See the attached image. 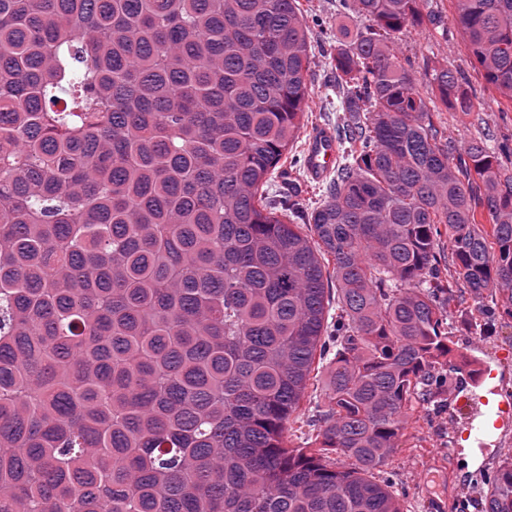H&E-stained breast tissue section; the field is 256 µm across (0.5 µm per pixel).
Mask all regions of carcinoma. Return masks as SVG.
<instances>
[{"label": "carcinoma", "instance_id": "obj_1", "mask_svg": "<svg viewBox=\"0 0 512 512\" xmlns=\"http://www.w3.org/2000/svg\"><path fill=\"white\" fill-rule=\"evenodd\" d=\"M340 2L371 24L330 52L344 138L304 215L269 190L309 100L298 0H0V512H404L374 474L470 363L442 239L495 290L474 329L512 318V136L441 143L393 49L424 0ZM455 21L512 103V0ZM480 483L512 512V460ZM318 362L314 364V370L310 374L305 396L302 399L295 416L298 417L297 421L292 424L291 441L294 445H300L309 434L312 432V427L309 426L316 401L319 399L324 390L325 376L321 369V364L317 366ZM319 367V368H318Z\"/></svg>", "mask_w": 512, "mask_h": 512}]
</instances>
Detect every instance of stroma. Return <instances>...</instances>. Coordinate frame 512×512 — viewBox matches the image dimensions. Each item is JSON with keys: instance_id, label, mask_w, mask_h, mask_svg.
<instances>
[{"instance_id": "35a3bbf8", "label": "stroma", "mask_w": 512, "mask_h": 512, "mask_svg": "<svg viewBox=\"0 0 512 512\" xmlns=\"http://www.w3.org/2000/svg\"><path fill=\"white\" fill-rule=\"evenodd\" d=\"M311 41L309 70L310 102L303 116V128L291 152L305 156L311 136L320 131L335 132L340 121L336 110V72L330 48L341 32H355L367 24L363 17L349 14L339 0H299ZM430 22L407 27L399 47L409 57L420 89H427L428 68L443 64L460 71L473 106L458 112L432 100L430 109L442 142L463 148L474 139L495 147L502 134L512 133V108L489 87L474 67L465 39L454 21V0H425ZM492 291L474 294L456 287L449 305L448 321L455 326V348L475 356L496 370L499 399L512 404V318L498 320L486 335L468 329V320L477 317L478 307L491 305ZM475 388L463 378L453 380L437 406L419 412L410 421L402 446L382 469L406 491L408 512H461L473 507L478 496L481 473L493 471L498 462L512 456V424L495 432L484 444L461 440L460 434L477 425L472 414L457 407L461 396Z\"/></svg>"}]
</instances>
